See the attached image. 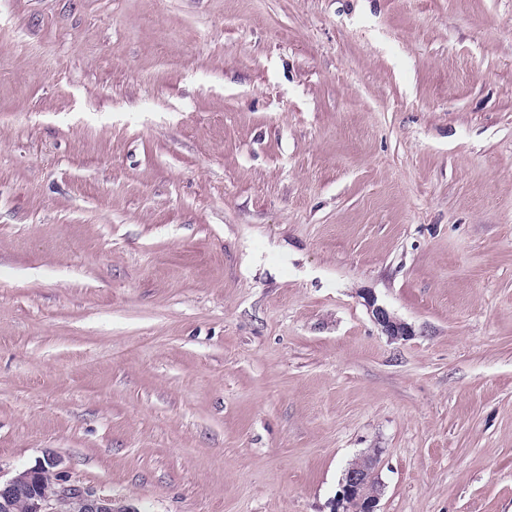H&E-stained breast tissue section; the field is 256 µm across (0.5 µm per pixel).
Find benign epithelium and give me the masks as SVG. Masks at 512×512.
Listing matches in <instances>:
<instances>
[{"mask_svg": "<svg viewBox=\"0 0 512 512\" xmlns=\"http://www.w3.org/2000/svg\"><path fill=\"white\" fill-rule=\"evenodd\" d=\"M375 322L392 339L409 336L408 328L383 307L372 309ZM378 451L349 465L336 493L332 512H377L380 501L377 480ZM63 461H47L0 481V512H136L116 505L110 497L64 485Z\"/></svg>", "mask_w": 512, "mask_h": 512, "instance_id": "1", "label": "benign epithelium"}]
</instances>
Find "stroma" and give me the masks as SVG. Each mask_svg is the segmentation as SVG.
Here are the masks:
<instances>
[{
	"mask_svg": "<svg viewBox=\"0 0 512 512\" xmlns=\"http://www.w3.org/2000/svg\"><path fill=\"white\" fill-rule=\"evenodd\" d=\"M375 449L512 512V0H0V477L331 512ZM372 316L375 322L380 325L387 336L391 339H398L409 336L408 328L396 320L384 307H373Z\"/></svg>",
	"mask_w": 512,
	"mask_h": 512,
	"instance_id": "1",
	"label": "stroma"
}]
</instances>
